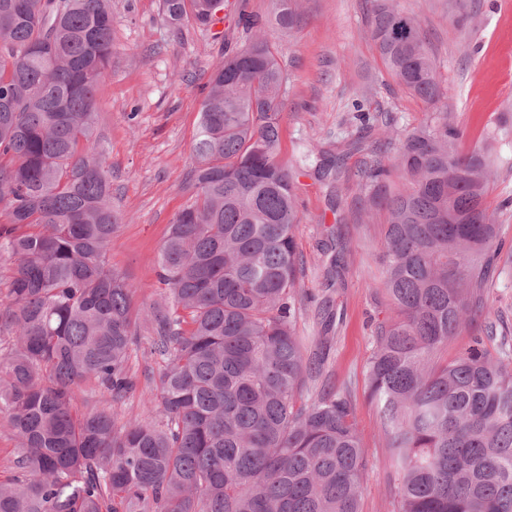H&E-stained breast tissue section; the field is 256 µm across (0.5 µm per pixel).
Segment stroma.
Instances as JSON below:
<instances>
[{"instance_id": "obj_1", "label": "stroma", "mask_w": 512, "mask_h": 512, "mask_svg": "<svg viewBox=\"0 0 512 512\" xmlns=\"http://www.w3.org/2000/svg\"><path fill=\"white\" fill-rule=\"evenodd\" d=\"M237 12L206 29L168 27L160 0H112V59L96 94L99 148L111 166L112 208L122 218L108 259L134 285L142 313L138 350L129 367L140 394L111 406L93 384L75 388L74 407L111 406L117 425L145 417L141 394L157 368L154 332L144 315L168 295L157 259L175 215L193 192L191 147L208 84L225 50L248 35L241 13L266 24L288 77L281 112L280 160L295 174L301 258L294 302L295 331L307 353L327 344L325 372L351 402L367 458L361 512H395V472L379 414L369 401L366 366L376 327L388 314L371 286L381 274L380 224L365 223L364 192L355 176L358 154L343 161L344 176L321 177L317 150L339 152L360 129L351 107L389 112L398 132L422 123L429 108L410 95L380 61L370 35L365 0H301L302 21L292 31L275 22L276 0H235ZM425 33L448 85L446 105L463 132L461 147L481 145L492 126H512V0H479L476 16L457 22L454 0H395ZM503 248L488 289L490 316L476 318L449 343V353L485 336L488 323L512 329V208L499 214ZM337 276H329L331 263Z\"/></svg>"}]
</instances>
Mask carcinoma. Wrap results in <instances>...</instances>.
<instances>
[{
  "label": "carcinoma",
  "mask_w": 512,
  "mask_h": 512,
  "mask_svg": "<svg viewBox=\"0 0 512 512\" xmlns=\"http://www.w3.org/2000/svg\"><path fill=\"white\" fill-rule=\"evenodd\" d=\"M379 58L428 120L399 134L386 112H359L363 213L383 214L368 364L398 475L396 512H512V347L448 341L478 314L498 245L488 204L495 139L459 150L419 24L394 0H369ZM223 0H162L173 29L210 25ZM296 0L276 23L293 29ZM224 52L192 145L195 191L170 225L150 315L158 381L149 417L116 428L112 410L79 414L92 382L119 405L138 391L127 364L139 314L107 247L120 228L110 168L91 147L96 92L112 53L110 0H0V253L14 261L0 358L21 476L0 481V512H360L366 468L355 415L317 389L324 358L295 335L300 223L294 176L278 160L288 78L258 17ZM478 220L448 223V209Z\"/></svg>",
  "instance_id": "carcinoma-1"
}]
</instances>
